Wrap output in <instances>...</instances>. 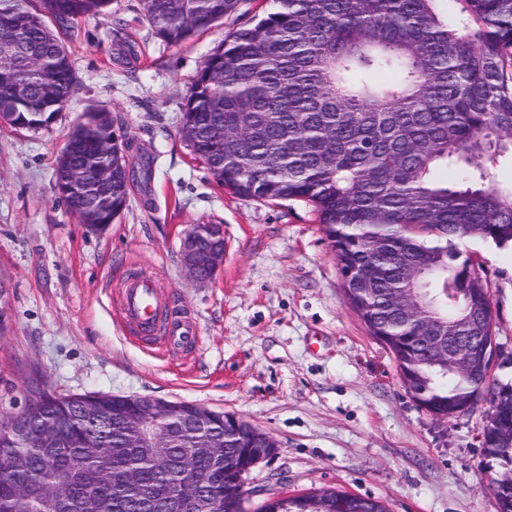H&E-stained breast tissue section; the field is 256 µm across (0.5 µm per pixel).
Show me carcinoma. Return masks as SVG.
<instances>
[{
    "instance_id": "carcinoma-1",
    "label": "carcinoma",
    "mask_w": 512,
    "mask_h": 512,
    "mask_svg": "<svg viewBox=\"0 0 512 512\" xmlns=\"http://www.w3.org/2000/svg\"><path fill=\"white\" fill-rule=\"evenodd\" d=\"M460 5L448 17L446 3ZM0 0V42L20 51L26 92L0 71V114L47 121L72 96L76 77L61 34L85 17L103 18L111 0ZM275 9L233 35L204 61L188 89L183 133L194 155L224 188L239 196L311 203L334 243L341 272H374L366 291L344 279L349 303L375 338L382 337L417 401L442 412L481 387V378L448 368L439 348L455 336L475 345L492 317L475 308L483 293L468 261L455 263V241L512 245V185L491 174L512 161V0H273ZM238 0H144L146 18L163 41L180 44L236 9ZM104 116L70 139L64 160L76 167L107 163ZM152 162L112 169V186L83 202L95 212L112 190L117 208L129 184L151 176ZM456 170V181L438 178ZM430 332L419 329L408 306ZM84 394H51L16 418L54 436L25 448L0 427V512H86L91 497L110 512H174L170 491L180 476L203 482L213 512H243L233 474L219 458L248 461V434L217 457L192 452L194 433L173 431L169 465L155 448L125 447L128 396L103 394L84 410ZM512 395L485 422L488 451L498 455L495 493L512 512ZM131 471L137 491L118 494L117 472ZM288 512H386L381 501L341 490L291 500Z\"/></svg>"
}]
</instances>
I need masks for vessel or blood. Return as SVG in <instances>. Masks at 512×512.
<instances>
[{
	"mask_svg": "<svg viewBox=\"0 0 512 512\" xmlns=\"http://www.w3.org/2000/svg\"><path fill=\"white\" fill-rule=\"evenodd\" d=\"M161 291L154 279L140 276L124 281L117 294V311L123 323L131 325L138 333L149 335L162 331V343L167 350L176 352L195 341L193 323L180 317H171L160 323L157 310Z\"/></svg>",
	"mask_w": 512,
	"mask_h": 512,
	"instance_id": "1",
	"label": "vessel or blood"
}]
</instances>
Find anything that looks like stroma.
I'll return each mask as SVG.
<instances>
[{
  "label": "stroma",
  "instance_id": "stroma-1",
  "mask_svg": "<svg viewBox=\"0 0 512 512\" xmlns=\"http://www.w3.org/2000/svg\"><path fill=\"white\" fill-rule=\"evenodd\" d=\"M271 0H240L179 45L163 42L143 0H112L69 40L73 96L49 126L0 123V420L39 377L59 395L102 392L202 405L270 436L275 453L244 479L246 512L276 494L335 488L388 512H499L482 447L488 405L440 420L404 388L387 347L348 304L334 252L301 200L241 197L219 186L180 135L187 90L209 54L251 27ZM106 112L149 155V182L93 232L68 211L54 165L85 113ZM192 224H220L224 265L206 285L180 257ZM487 284L498 344L490 380L512 385V248L457 241ZM153 277L162 306L197 326L171 353L133 337L116 314L131 273Z\"/></svg>",
  "mask_w": 512,
  "mask_h": 512
}]
</instances>
